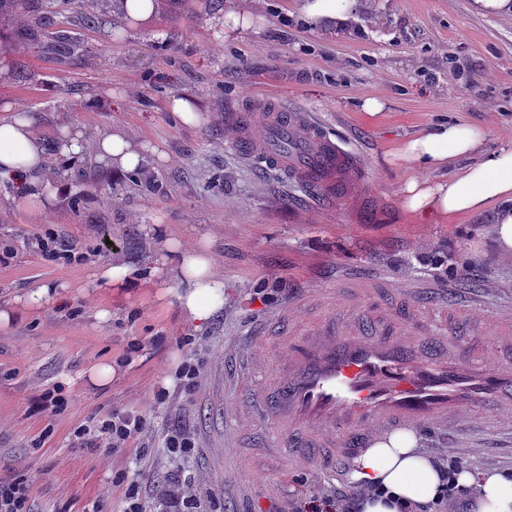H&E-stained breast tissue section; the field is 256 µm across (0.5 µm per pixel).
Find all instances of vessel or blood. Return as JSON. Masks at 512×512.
Listing matches in <instances>:
<instances>
[{
	"instance_id": "vessel-or-blood-1",
	"label": "vessel or blood",
	"mask_w": 512,
	"mask_h": 512,
	"mask_svg": "<svg viewBox=\"0 0 512 512\" xmlns=\"http://www.w3.org/2000/svg\"><path fill=\"white\" fill-rule=\"evenodd\" d=\"M236 135L230 146L247 165L259 164L289 184L331 201L364 180L358 153L333 140L312 112H284L272 106L263 129H255L249 112H232ZM366 295L376 299L375 286ZM396 313L354 307L347 326L319 321L302 347H294L284 318L259 331L282 344L288 358L271 365L265 355L227 351L234 368L224 376L235 387L239 372L265 376L262 390L237 417L238 429L253 425V408L262 406L273 426L290 436L292 456L312 461L332 474L350 464L362 448L403 429L447 425L465 410H497L512 402V367L474 364L449 358L447 351L425 358L412 345L423 316L410 294L400 293ZM373 323L374 339L356 336Z\"/></svg>"
}]
</instances>
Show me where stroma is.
Wrapping results in <instances>:
<instances>
[{
  "mask_svg": "<svg viewBox=\"0 0 512 512\" xmlns=\"http://www.w3.org/2000/svg\"><path fill=\"white\" fill-rule=\"evenodd\" d=\"M41 4L29 0L0 21V115L30 112L46 140L63 124L90 138L118 129L150 151L132 173L91 155L74 171L49 160L53 180L71 189L39 212L17 206L12 185L0 184V304L48 290L0 327V481L26 479L30 512H90L95 504L119 512L118 479L140 468L153 512H161L160 495L177 471L198 485L210 512H288L297 496L351 491L349 480L327 478L312 462H289L287 436L264 417L251 436L224 435L241 393L259 386L246 375L238 392L225 394V349L285 307L300 341L319 320L344 321L347 299L324 309L309 300L335 291L340 277L421 283L418 299L429 306L425 325L435 336L447 330L434 298L475 295L466 320L479 334L462 354L503 359L481 335L512 307V257L491 250L490 217L426 223L408 215L400 196L408 173L389 167L385 155L452 120L485 124L487 148L512 145V18L475 13L472 0H357L346 29L323 30L298 14L297 0H156L150 19L122 26L119 0H85L83 11L63 12L80 50L62 59ZM228 11L254 14V28L225 38ZM247 95L319 114L332 137L361 154L367 178L325 207L245 166L226 146L233 131L224 117ZM178 96L193 100L196 125L172 115ZM370 96L384 102L375 117L361 109ZM48 233L76 243L83 260H46L35 241ZM167 238L184 249L210 244L224 304L206 323L185 322L176 295L157 286L96 277L106 265L144 264ZM261 291L269 302L258 299ZM101 308L110 322L97 321ZM134 342L142 345L135 353ZM189 359L201 371L192 390L174 381ZM101 362L118 374L95 388L82 374ZM53 386L69 401L55 416L38 407ZM162 387L170 399L160 405ZM115 410L149 423L129 452L112 456L74 441L75 428ZM178 427L195 435L197 448L176 466L162 446ZM419 445L511 474L512 406L463 416L450 433L420 432ZM248 482L280 491L246 498L239 488Z\"/></svg>",
  "mask_w": 512,
  "mask_h": 512,
  "instance_id": "obj_1",
  "label": "stroma"
}]
</instances>
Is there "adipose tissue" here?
<instances>
[{"label":"adipose tissue","mask_w":512,"mask_h":512,"mask_svg":"<svg viewBox=\"0 0 512 512\" xmlns=\"http://www.w3.org/2000/svg\"><path fill=\"white\" fill-rule=\"evenodd\" d=\"M357 0H301V12L316 26H341L347 22ZM33 118L26 112L0 117V183L19 184L20 203L35 202L49 194L48 155L56 153L69 169L78 167L87 153L121 171L138 169L143 161L120 132L87 141L77 130L61 128L52 141L36 137ZM487 131L466 122H444L397 144L387 154L390 165L407 170L401 195L404 210L416 217L452 221L485 213L492 216V243L504 256L512 254V146L494 150L484 147ZM468 164L445 181L429 179V172L448 166L452 159ZM165 251L146 265L102 267L98 277L125 288L148 283H182L177 300L183 318L191 323L209 319L224 303V280L216 270L209 249L182 252L177 264H169L174 251ZM354 480L375 482L388 489L389 498L364 500L360 512H400L398 505L431 503L438 495L439 476L431 458L418 446L415 433L397 432L375 441L356 460ZM461 489L477 487L476 512H512V474L461 471Z\"/></svg>","instance_id":"obj_1"}]
</instances>
